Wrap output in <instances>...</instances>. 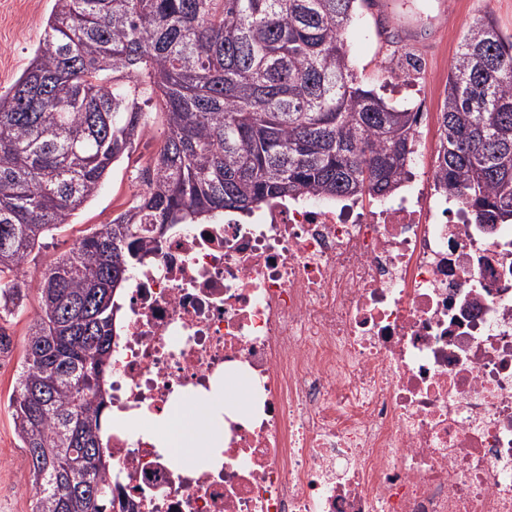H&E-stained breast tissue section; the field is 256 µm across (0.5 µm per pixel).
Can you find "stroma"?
<instances>
[{"mask_svg": "<svg viewBox=\"0 0 512 512\" xmlns=\"http://www.w3.org/2000/svg\"><path fill=\"white\" fill-rule=\"evenodd\" d=\"M385 22L363 10L348 34V49L361 84L375 90L393 106L420 108L411 172L433 174L438 144L437 114L448 73L454 63L467 22L491 14L503 33L512 34V0H388ZM52 0H0V91L10 87L27 68L44 34ZM417 29L415 40L404 41L406 23ZM153 122L129 159L111 169L97 194L85 203L70 224L46 238L28 265L30 277H39L46 264L74 247L88 229L99 228L133 200L135 176L156 152L163 131L162 117ZM39 311L38 295L25 286L19 308L0 318V330L9 337L0 351V512H31L30 495L18 482L27 472L24 451L14 433L9 409L25 334Z\"/></svg>", "mask_w": 512, "mask_h": 512, "instance_id": "1", "label": "stroma"}]
</instances>
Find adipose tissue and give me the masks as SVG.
Returning a JSON list of instances; mask_svg holds the SVG:
<instances>
[{
  "label": "adipose tissue",
  "mask_w": 512,
  "mask_h": 512,
  "mask_svg": "<svg viewBox=\"0 0 512 512\" xmlns=\"http://www.w3.org/2000/svg\"><path fill=\"white\" fill-rule=\"evenodd\" d=\"M231 386L206 398L176 400L162 413H144L167 457L194 466L216 462L224 445V407L232 402Z\"/></svg>",
  "instance_id": "1"
}]
</instances>
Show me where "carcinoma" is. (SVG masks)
<instances>
[{
	"mask_svg": "<svg viewBox=\"0 0 512 512\" xmlns=\"http://www.w3.org/2000/svg\"><path fill=\"white\" fill-rule=\"evenodd\" d=\"M370 0H53L0 92V311L43 241L130 158L159 101L145 188L46 268L9 399L33 512H127L104 450L115 296L177 224L300 197L393 195L422 113L386 104L346 48ZM435 186L512 224V34L465 28L437 116Z\"/></svg>",
	"mask_w": 512,
	"mask_h": 512,
	"instance_id": "cac0c4a2",
	"label": "carcinoma"
}]
</instances>
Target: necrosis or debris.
<instances>
[{"label":"necrosis or debris","instance_id":"necrosis-or-debris-1","mask_svg":"<svg viewBox=\"0 0 512 512\" xmlns=\"http://www.w3.org/2000/svg\"><path fill=\"white\" fill-rule=\"evenodd\" d=\"M112 351V486L136 512H512V226L434 186L181 224L137 266ZM238 373L221 468L139 410Z\"/></svg>","mask_w":512,"mask_h":512}]
</instances>
